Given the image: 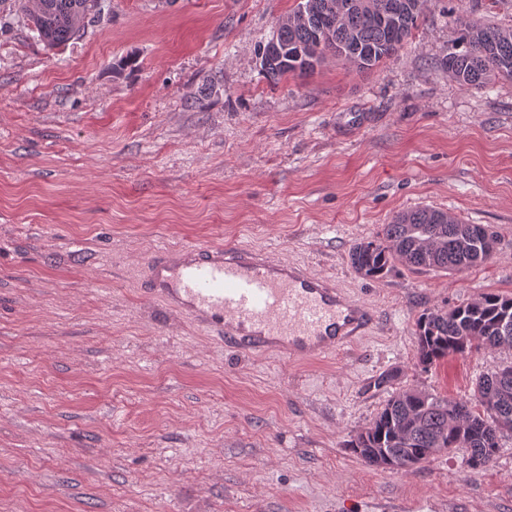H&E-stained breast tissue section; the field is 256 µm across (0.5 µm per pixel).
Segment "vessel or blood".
<instances>
[{
  "instance_id": "1",
  "label": "vessel or blood",
  "mask_w": 512,
  "mask_h": 512,
  "mask_svg": "<svg viewBox=\"0 0 512 512\" xmlns=\"http://www.w3.org/2000/svg\"><path fill=\"white\" fill-rule=\"evenodd\" d=\"M147 292L226 345L292 362L320 360L367 336L378 314L305 265L240 244L161 247Z\"/></svg>"
}]
</instances>
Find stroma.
Masks as SVG:
<instances>
[{
  "instance_id": "stroma-1",
  "label": "stroma",
  "mask_w": 512,
  "mask_h": 512,
  "mask_svg": "<svg viewBox=\"0 0 512 512\" xmlns=\"http://www.w3.org/2000/svg\"><path fill=\"white\" fill-rule=\"evenodd\" d=\"M105 2L48 51L0 0V512H512L510 436L478 472L348 446L399 390L469 399L512 361L415 360L420 314L512 295V77L440 66L457 17L512 28V0H427L374 69L275 85L256 49L300 0ZM419 207L491 226L495 254L354 272L350 246ZM227 242L333 277L379 325L295 363L145 295L154 249Z\"/></svg>"
}]
</instances>
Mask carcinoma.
<instances>
[{
	"label": "carcinoma",
	"mask_w": 512,
	"mask_h": 512,
	"mask_svg": "<svg viewBox=\"0 0 512 512\" xmlns=\"http://www.w3.org/2000/svg\"><path fill=\"white\" fill-rule=\"evenodd\" d=\"M425 0H305L273 38L280 52L265 56L267 79L305 77L333 53L360 71L371 70L395 54L423 16ZM18 7L44 46L60 48L80 38L91 19L101 13V0H40L36 14ZM461 36L442 66L455 80L482 87L494 77L512 76V28L475 20L460 21ZM496 238L489 226L466 224L428 207L397 215L370 239L349 249L353 270L380 277L398 261L410 269L455 271L488 261ZM512 347V297L485 292L476 300L429 311L416 322L415 357L424 369L450 356ZM495 401L497 418L478 409L481 397ZM512 436V364L499 365L479 377L474 399L445 398L409 388L387 400L369 426L357 432L350 447L376 469L389 458L400 470L419 467L441 452L469 453L474 470L495 458L501 439Z\"/></svg>",
	"instance_id": "obj_1"
}]
</instances>
